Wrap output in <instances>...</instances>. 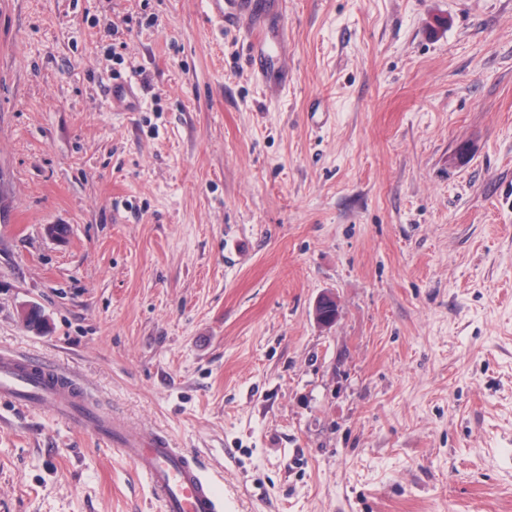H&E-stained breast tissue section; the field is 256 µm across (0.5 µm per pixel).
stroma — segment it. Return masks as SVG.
Returning a JSON list of instances; mask_svg holds the SVG:
<instances>
[{"label":"stroma","mask_w":512,"mask_h":512,"mask_svg":"<svg viewBox=\"0 0 512 512\" xmlns=\"http://www.w3.org/2000/svg\"><path fill=\"white\" fill-rule=\"evenodd\" d=\"M204 10L0 0V349L235 512H512V0H288L276 92ZM0 512L163 510L90 429L0 404ZM112 74L114 78H107L105 92L110 99L114 115H124L126 112L140 111L142 100L136 91L133 80L131 78H119L121 77L120 70L114 69Z\"/></svg>","instance_id":"obj_1"}]
</instances>
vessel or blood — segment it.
Returning a JSON list of instances; mask_svg holds the SVG:
<instances>
[{"instance_id": "vessel-or-blood-1", "label": "vessel or blood", "mask_w": 512, "mask_h": 512, "mask_svg": "<svg viewBox=\"0 0 512 512\" xmlns=\"http://www.w3.org/2000/svg\"><path fill=\"white\" fill-rule=\"evenodd\" d=\"M273 3L283 8L287 0H206L209 22L231 25L244 33L249 69L266 84L272 73L288 74V31L281 25L270 26L269 6ZM105 92L114 114L142 108L132 79L108 78ZM0 402L46 406L70 424L93 429L147 480L164 512H224L226 502L217 491V481L197 456L175 447L166 435L141 431L93 407L82 386L65 369L0 349Z\"/></svg>"}]
</instances>
